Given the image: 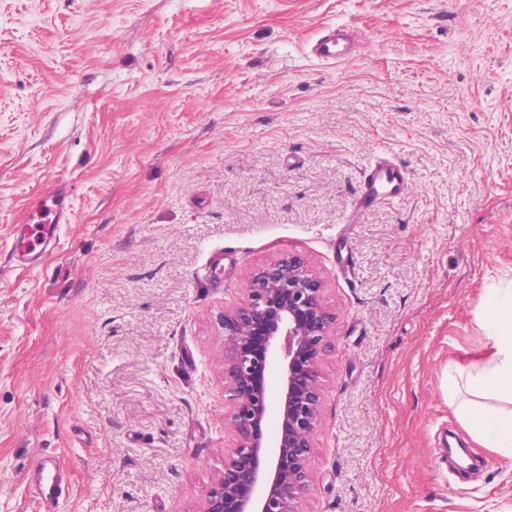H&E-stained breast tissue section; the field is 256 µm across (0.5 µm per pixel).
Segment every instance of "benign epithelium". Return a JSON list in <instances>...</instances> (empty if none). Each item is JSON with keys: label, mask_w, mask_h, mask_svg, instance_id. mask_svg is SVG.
<instances>
[{"label": "benign epithelium", "mask_w": 512, "mask_h": 512, "mask_svg": "<svg viewBox=\"0 0 512 512\" xmlns=\"http://www.w3.org/2000/svg\"><path fill=\"white\" fill-rule=\"evenodd\" d=\"M323 291L303 258L284 254L254 272L241 302L221 316L234 444L200 512H302L319 368L336 320Z\"/></svg>", "instance_id": "obj_1"}]
</instances>
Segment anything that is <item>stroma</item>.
<instances>
[{"mask_svg": "<svg viewBox=\"0 0 512 512\" xmlns=\"http://www.w3.org/2000/svg\"><path fill=\"white\" fill-rule=\"evenodd\" d=\"M339 25L357 53L321 65ZM380 154L408 192L355 209ZM59 194L58 247L0 267V512H41L44 455L57 512H198L220 317L288 253L336 316L303 512H512L444 378L512 279V0H0V254ZM341 41L346 43V50ZM359 41V35L355 30L347 28L335 29L319 38L314 46L316 58L323 63H341L349 56L348 53ZM36 467L35 491L45 508L44 512H55L54 506L68 488L66 471L58 461L48 467L45 461L37 460Z\"/></svg>", "mask_w": 512, "mask_h": 512, "instance_id": "1", "label": "stroma"}]
</instances>
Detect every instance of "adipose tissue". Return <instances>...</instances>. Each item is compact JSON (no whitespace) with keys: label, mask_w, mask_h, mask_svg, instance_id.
<instances>
[{"label":"adipose tissue","mask_w":512,"mask_h":512,"mask_svg":"<svg viewBox=\"0 0 512 512\" xmlns=\"http://www.w3.org/2000/svg\"><path fill=\"white\" fill-rule=\"evenodd\" d=\"M490 351L448 368V400L469 436L512 457V289H490L483 310Z\"/></svg>","instance_id":"ef3b65f1"}]
</instances>
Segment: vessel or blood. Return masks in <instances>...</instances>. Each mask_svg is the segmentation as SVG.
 Here are the masks:
<instances>
[{"label": "vessel or blood", "instance_id": "obj_1", "mask_svg": "<svg viewBox=\"0 0 512 512\" xmlns=\"http://www.w3.org/2000/svg\"><path fill=\"white\" fill-rule=\"evenodd\" d=\"M359 41L355 30L340 28L319 38L314 46L316 57L324 63L336 64L348 57V51ZM406 171L386 157H379L367 172L358 202L363 206L376 203L377 193L383 192L399 198L408 190ZM67 211L64 198H57L54 207L37 205L32 208L25 224L17 229V241L8 252L10 261L23 267H39L46 254L57 246V226ZM35 491L45 512H54V507L65 492L68 482L65 469L60 463L49 464L37 461Z\"/></svg>", "mask_w": 512, "mask_h": 512}]
</instances>
